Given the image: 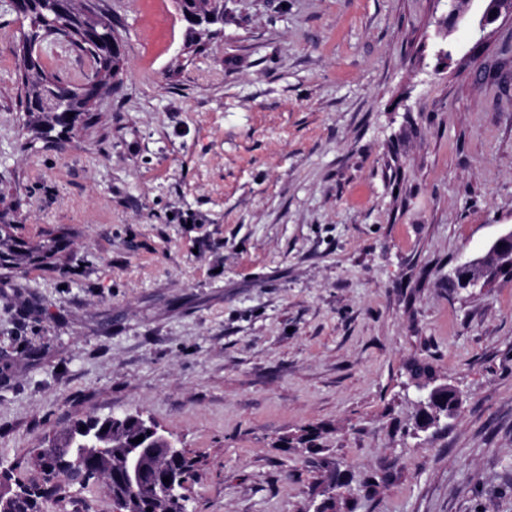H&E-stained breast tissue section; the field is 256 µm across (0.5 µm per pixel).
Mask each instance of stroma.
I'll use <instances>...</instances> for the list:
<instances>
[{
	"label": "stroma",
	"instance_id": "1",
	"mask_svg": "<svg viewBox=\"0 0 512 512\" xmlns=\"http://www.w3.org/2000/svg\"><path fill=\"white\" fill-rule=\"evenodd\" d=\"M101 7L121 80L49 142L0 0V212L11 242L59 248L0 266V469L40 481L49 429L139 412L206 461L191 512H314L327 458L350 512H512V278L452 277L512 230V16L224 0L193 47L175 0ZM44 57L85 82L69 46ZM426 356L469 400L416 434ZM45 510L112 503L92 483Z\"/></svg>",
	"mask_w": 512,
	"mask_h": 512
}]
</instances>
